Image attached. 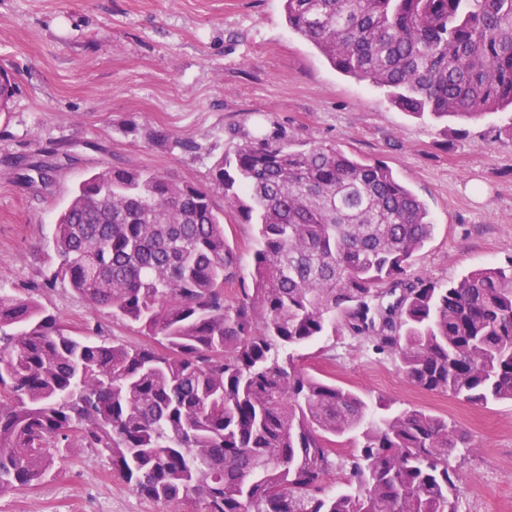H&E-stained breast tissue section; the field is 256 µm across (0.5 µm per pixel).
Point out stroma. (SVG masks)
Masks as SVG:
<instances>
[{
  "label": "stroma",
  "mask_w": 512,
  "mask_h": 512,
  "mask_svg": "<svg viewBox=\"0 0 512 512\" xmlns=\"http://www.w3.org/2000/svg\"><path fill=\"white\" fill-rule=\"evenodd\" d=\"M0 68L16 83L0 112L7 289L41 280L51 226L87 171L131 166L208 188L212 163L253 137L333 145L388 165L435 224L412 276L445 284L480 266H512V112L446 125L413 118L292 32L282 0H0ZM178 140L196 152L175 148ZM47 148L63 154L53 182L20 183L16 161ZM41 300L73 329L142 339L137 324L113 319L69 287L44 290ZM302 355L311 372L465 429L473 445L452 460L462 472L460 512H512L511 402L474 406L420 392L396 359L340 331ZM0 512L162 507L107 460L76 448L35 491L0 494Z\"/></svg>",
  "instance_id": "obj_1"
}]
</instances>
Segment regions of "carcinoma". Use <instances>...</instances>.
I'll return each mask as SVG.
<instances>
[{
  "label": "carcinoma",
  "instance_id": "carcinoma-1",
  "mask_svg": "<svg viewBox=\"0 0 512 512\" xmlns=\"http://www.w3.org/2000/svg\"><path fill=\"white\" fill-rule=\"evenodd\" d=\"M283 2L294 33L413 116L512 111V0ZM15 89L0 69L1 111ZM54 172L17 162L26 183ZM213 184L95 169L52 224L42 281L0 290V493L38 487L87 448L168 512L190 499L198 512H459L451 460L467 432L372 402L294 351L339 317L422 391L512 402V267L409 277L434 232L426 204L385 164L333 146L251 139L215 162ZM226 215L255 228L249 285ZM58 283L144 339L71 330L37 297ZM345 439L356 450L334 457ZM346 468L354 483L327 490Z\"/></svg>",
  "mask_w": 512,
  "mask_h": 512
}]
</instances>
